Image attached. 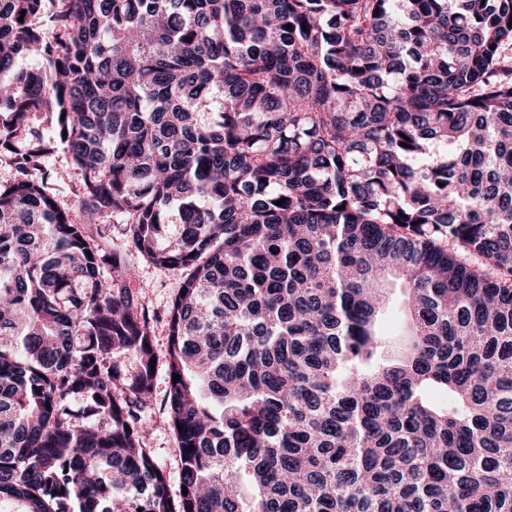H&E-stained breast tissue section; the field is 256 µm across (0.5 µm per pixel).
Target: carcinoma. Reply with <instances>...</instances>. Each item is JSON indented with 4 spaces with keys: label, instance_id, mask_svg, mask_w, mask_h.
<instances>
[{
    "label": "carcinoma",
    "instance_id": "obj_1",
    "mask_svg": "<svg viewBox=\"0 0 512 512\" xmlns=\"http://www.w3.org/2000/svg\"><path fill=\"white\" fill-rule=\"evenodd\" d=\"M510 41L512 0H0V505L512 512ZM38 119L82 178L77 221ZM107 214L189 270L177 500L142 444L133 272L85 239Z\"/></svg>",
    "mask_w": 512,
    "mask_h": 512
}]
</instances>
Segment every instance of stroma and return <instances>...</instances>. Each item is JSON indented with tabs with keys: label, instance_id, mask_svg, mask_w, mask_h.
Masks as SVG:
<instances>
[{
	"label": "stroma",
	"instance_id": "35a3bbf8",
	"mask_svg": "<svg viewBox=\"0 0 512 512\" xmlns=\"http://www.w3.org/2000/svg\"><path fill=\"white\" fill-rule=\"evenodd\" d=\"M40 136L52 142L53 148L45 159V167L53 179V188L59 204L71 214H79L82 196L81 177L68 161L64 143L56 140L54 130L47 124H38ZM127 218L123 215L107 216L109 240L113 246L123 248L128 265L135 273L134 286L146 308L152 327L157 351V368L152 401L141 412V421L148 430L146 448L162 470L171 497H178L180 491L179 440L173 429L165 399L169 386L168 379V311L183 278L184 270L164 269L152 264L134 248L129 247L125 235Z\"/></svg>",
	"mask_w": 512,
	"mask_h": 512
}]
</instances>
